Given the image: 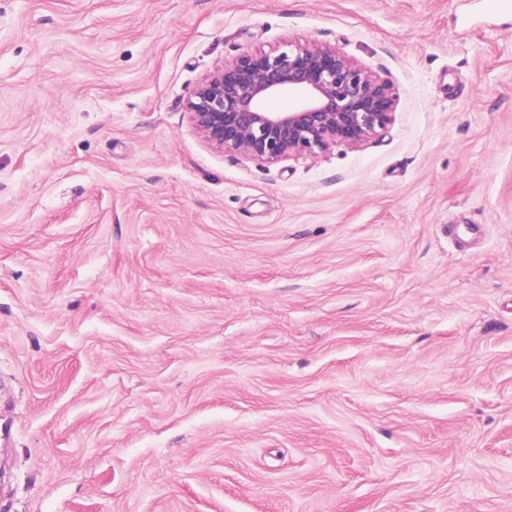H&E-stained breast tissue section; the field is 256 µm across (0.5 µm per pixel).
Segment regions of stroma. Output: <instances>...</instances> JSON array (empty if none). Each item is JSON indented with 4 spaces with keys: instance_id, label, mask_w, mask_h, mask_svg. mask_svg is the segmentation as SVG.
I'll list each match as a JSON object with an SVG mask.
<instances>
[{
    "instance_id": "stroma-1",
    "label": "stroma",
    "mask_w": 512,
    "mask_h": 512,
    "mask_svg": "<svg viewBox=\"0 0 512 512\" xmlns=\"http://www.w3.org/2000/svg\"><path fill=\"white\" fill-rule=\"evenodd\" d=\"M291 40L391 124L208 146L200 80ZM0 402V512H512V5L0 0Z\"/></svg>"
}]
</instances>
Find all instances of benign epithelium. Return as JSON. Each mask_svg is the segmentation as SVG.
Here are the masks:
<instances>
[{
	"label": "benign epithelium",
	"mask_w": 512,
	"mask_h": 512,
	"mask_svg": "<svg viewBox=\"0 0 512 512\" xmlns=\"http://www.w3.org/2000/svg\"><path fill=\"white\" fill-rule=\"evenodd\" d=\"M286 91L295 103L276 106ZM396 105L387 80L335 48L300 41L238 53L207 74L188 101L210 147L267 163L337 145L356 149L387 128Z\"/></svg>",
	"instance_id": "benign-epithelium-1"
}]
</instances>
